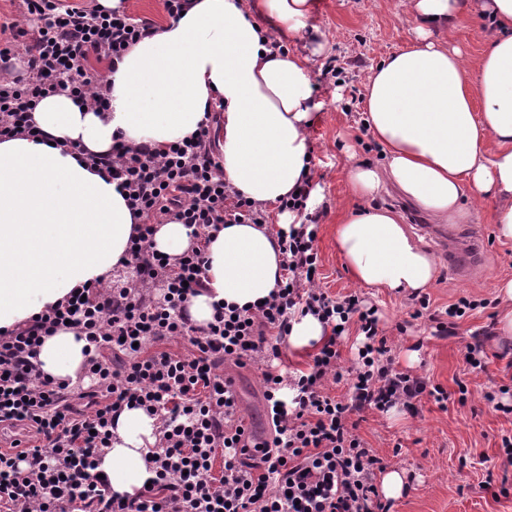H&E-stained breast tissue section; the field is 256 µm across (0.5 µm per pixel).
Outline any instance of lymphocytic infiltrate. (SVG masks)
Masks as SVG:
<instances>
[{
	"label": "lymphocytic infiltrate",
	"instance_id": "f902f5d3",
	"mask_svg": "<svg viewBox=\"0 0 512 512\" xmlns=\"http://www.w3.org/2000/svg\"><path fill=\"white\" fill-rule=\"evenodd\" d=\"M26 20L0 24V137L31 130V114L47 95L106 109L102 74L89 61L116 63L130 46L153 36V21L97 0H21ZM27 39L26 66L16 67L13 44ZM208 116L196 137L157 149L115 142L90 153V166L109 171L140 223L123 260L135 274L126 285L85 286L32 323L0 332V426L32 433L22 453L0 452V512H389L375 484L381 457L349 424L350 415L400 408L418 415L422 397L448 399L439 385L397 367L374 307L358 293L336 300L316 282L315 246L321 212L309 211L310 181L281 200L296 222L278 230L282 278L254 309L219 305L211 322L191 321L188 306L203 286L205 244L225 224H268L263 205L237 194L211 136ZM192 226L196 246L173 258L153 248L158 225ZM313 316L327 331L307 370L285 374L278 344L298 318ZM360 345L350 367L339 345L350 325ZM72 329L88 343L91 390L75 391L36 364L44 337ZM188 352L159 350L164 340ZM262 364L271 433L249 446L241 435L240 400L224 362ZM350 377L338 399L328 381ZM140 408L160 423L144 460L150 484L135 495L112 493L96 468L112 445L124 408ZM224 472L214 475L216 459Z\"/></svg>",
	"mask_w": 512,
	"mask_h": 512
}]
</instances>
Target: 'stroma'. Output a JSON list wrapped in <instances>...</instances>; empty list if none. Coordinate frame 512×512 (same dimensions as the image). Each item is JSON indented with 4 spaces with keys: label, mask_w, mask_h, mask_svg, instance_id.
I'll list each match as a JSON object with an SVG mask.
<instances>
[{
    "label": "stroma",
    "mask_w": 512,
    "mask_h": 512,
    "mask_svg": "<svg viewBox=\"0 0 512 512\" xmlns=\"http://www.w3.org/2000/svg\"><path fill=\"white\" fill-rule=\"evenodd\" d=\"M289 52L306 57L316 105L310 131L314 187L324 217L317 248L321 287L332 297L359 292L366 305L377 309L392 353L401 367L411 369L449 393L446 407L423 399L417 416L398 409L365 414L357 435L383 458L387 470L408 475L406 492L391 502L390 512H512V479L503 478L501 436L512 430V415L493 411L483 392L512 388V335L497 327L499 304L494 285L512 279V243L500 242L493 224L494 202L475 207L471 223L485 241V261L477 279L460 280L447 260L438 262V278L428 288L429 317L412 319L407 296L375 288H361L336 250L335 226L354 206L347 170L356 161L379 163L381 157L370 135L362 134L365 82L372 66L416 38L409 0H313L306 28L277 32ZM342 72L341 84L320 86L326 61ZM482 301V308L456 322L455 336L435 333L431 315H443L459 297ZM406 324L399 333L398 324ZM482 334L487 355L485 369L471 368L460 348L473 334ZM242 400V413L253 431L269 436L257 367L227 363ZM469 389L459 402L458 386Z\"/></svg>",
    "instance_id": "1"
}]
</instances>
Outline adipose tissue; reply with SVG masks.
Instances as JSON below:
<instances>
[{
  "mask_svg": "<svg viewBox=\"0 0 512 512\" xmlns=\"http://www.w3.org/2000/svg\"><path fill=\"white\" fill-rule=\"evenodd\" d=\"M417 38L368 76L364 120L384 161L353 164L361 202L336 226V247L360 285L405 295L432 286L438 265L403 216L376 199L395 190L438 224H465L474 205L496 203L499 240L512 242V0H411ZM311 0H193L176 21L136 43L106 73L109 106L93 112L50 95L33 112L38 136L0 140V331L35 318L72 289L108 283L138 224L108 171L85 154L111 151L115 137L163 148L193 137L222 103L217 148L224 176L248 200L278 205L312 168L314 105L306 58L271 53L262 20L297 31ZM486 27L474 65L431 41L472 14ZM192 320L215 302L240 307L268 297L282 275L278 239L265 224H228L210 237ZM85 340L61 330L40 349L42 369L75 383ZM156 421L124 410L98 471L130 495L150 479L143 457Z\"/></svg>",
  "mask_w": 512,
  "mask_h": 512,
  "instance_id": "ef3b65f1",
  "label": "adipose tissue"
}]
</instances>
